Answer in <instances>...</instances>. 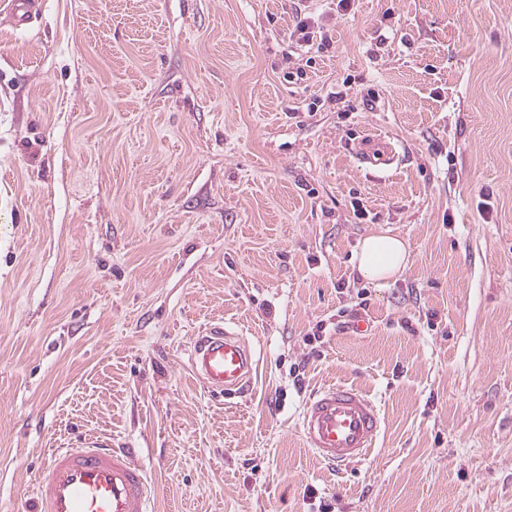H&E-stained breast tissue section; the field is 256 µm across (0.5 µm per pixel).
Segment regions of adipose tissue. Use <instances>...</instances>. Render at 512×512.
Returning a JSON list of instances; mask_svg holds the SVG:
<instances>
[{"mask_svg":"<svg viewBox=\"0 0 512 512\" xmlns=\"http://www.w3.org/2000/svg\"><path fill=\"white\" fill-rule=\"evenodd\" d=\"M404 240L381 231L363 238L355 254L358 273L369 281H386L401 274L408 262Z\"/></svg>","mask_w":512,"mask_h":512,"instance_id":"ef3b65f1","label":"adipose tissue"}]
</instances>
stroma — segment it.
Returning a JSON list of instances; mask_svg holds the SVG:
<instances>
[{"label": "stroma", "instance_id": "35a3bbf8", "mask_svg": "<svg viewBox=\"0 0 512 512\" xmlns=\"http://www.w3.org/2000/svg\"><path fill=\"white\" fill-rule=\"evenodd\" d=\"M298 7L0 16V512L88 435L141 449L153 512H512V0H311L296 54ZM380 230L409 250L381 286ZM222 322L242 397L188 364ZM336 381L385 425L335 470L299 422ZM310 14L309 11L302 12V9L296 11L294 31L291 37H295V44L300 48L309 45L313 41L314 30L318 27L315 18ZM362 155L365 162L372 165H388L393 163L396 157L388 144L374 139L368 140L365 143ZM408 247L401 238L380 231L363 238L355 254L358 273L368 281H387L401 274L408 262Z\"/></svg>", "mask_w": 512, "mask_h": 512}]
</instances>
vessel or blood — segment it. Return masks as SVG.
I'll use <instances>...</instances> for the list:
<instances>
[{"label":"vessel or blood","instance_id":"b4317fda","mask_svg":"<svg viewBox=\"0 0 512 512\" xmlns=\"http://www.w3.org/2000/svg\"><path fill=\"white\" fill-rule=\"evenodd\" d=\"M39 10V0H8L6 15L12 25L24 29ZM362 155L372 165H388L395 159L388 144L374 139L366 142ZM254 364L245 339L221 324L201 331L190 358L192 371L208 389L238 395L247 392ZM382 426L375 399L342 383L314 391L300 420L307 446L336 467L367 459ZM139 455V449L117 448L99 437L54 449L37 481L31 512H151L148 477Z\"/></svg>","mask_w":512,"mask_h":512}]
</instances>
